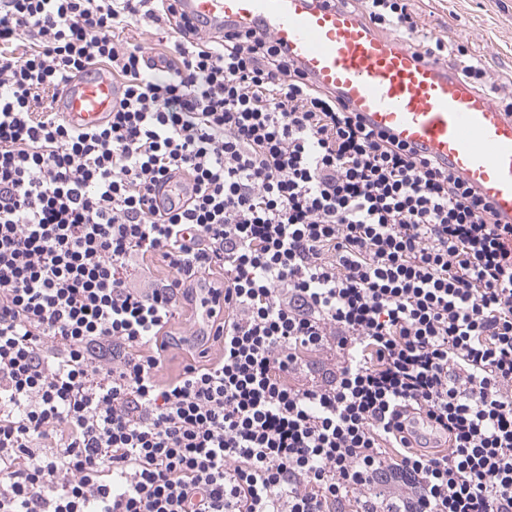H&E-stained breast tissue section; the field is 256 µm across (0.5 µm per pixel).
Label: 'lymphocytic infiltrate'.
<instances>
[{
  "label": "lymphocytic infiltrate",
  "instance_id": "f902f5d3",
  "mask_svg": "<svg viewBox=\"0 0 512 512\" xmlns=\"http://www.w3.org/2000/svg\"><path fill=\"white\" fill-rule=\"evenodd\" d=\"M156 11L0 0V512H512V225L270 37L116 38ZM102 67L103 125L37 111ZM204 289L220 354L160 379ZM116 35L120 39L143 47L148 55L157 56L169 52L173 38L169 27L142 21L137 25L118 29ZM191 188L186 180L173 181L161 187L157 193L156 203L160 211H164L168 202L180 200L181 204L190 201Z\"/></svg>",
  "mask_w": 512,
  "mask_h": 512
}]
</instances>
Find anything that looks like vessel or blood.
<instances>
[{
  "instance_id": "vessel-or-blood-1",
  "label": "vessel or blood",
  "mask_w": 512,
  "mask_h": 512,
  "mask_svg": "<svg viewBox=\"0 0 512 512\" xmlns=\"http://www.w3.org/2000/svg\"><path fill=\"white\" fill-rule=\"evenodd\" d=\"M177 17L212 32L271 37L308 81L332 92L363 123L451 169L512 225V115L435 58L377 30L342 0H177ZM119 96L111 76L75 77L55 111L76 127L101 125ZM187 181L161 187L156 203H188Z\"/></svg>"
}]
</instances>
